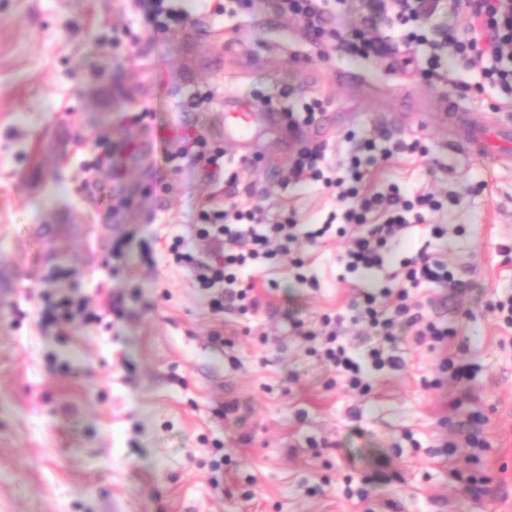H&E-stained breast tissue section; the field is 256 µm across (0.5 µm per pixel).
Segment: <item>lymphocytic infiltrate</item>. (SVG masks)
<instances>
[{
  "label": "lymphocytic infiltrate",
  "instance_id": "f902f5d3",
  "mask_svg": "<svg viewBox=\"0 0 512 512\" xmlns=\"http://www.w3.org/2000/svg\"><path fill=\"white\" fill-rule=\"evenodd\" d=\"M327 0H273L274 11L295 20L304 36L314 40L336 39L338 32L331 27L325 9ZM382 8L391 10L408 30L400 43L404 47L423 42L432 10L431 0H381ZM457 15L463 16V33L445 32L438 47L447 49L449 58L466 68L480 71L503 94L504 101H512V0H454ZM390 151H377L372 140L363 141L349 153L342 169L322 166L320 149L301 148L289 168L287 181L293 185L323 183L332 189L344 207V224L339 234L348 235L349 244L343 254L349 273L359 274L380 268L388 245L403 246L411 226L409 216L422 209L438 212L443 204L433 194L408 195L399 185H390L385 191L367 193L363 190L365 176L379 158H390ZM165 164L177 166L184 161H197L209 169H223L224 149L211 145L197 133L181 137L175 148L162 153ZM330 224L302 228L294 216L271 219L264 207L220 206L206 202L198 212L196 234L207 240L214 260L202 263L186 245L177 239L169 251V261L193 273V285L202 291L215 292L214 309H222L225 300L238 299L240 311H254L260 300L251 287L239 282L241 268L255 263L261 271H270L281 259H288L294 272H302L306 260L296 251L299 241L317 243L330 231ZM401 286L383 289L381 294L362 293L356 302L357 320L371 329L385 334L397 323L404 322L414 330V342L440 343L453 337L447 325L425 319L421 302L413 294L420 283L449 285L454 273L447 263L430 258L425 250L409 251L400 261ZM341 318L323 316L321 328L303 332L310 341L311 354L319 356L336 370L338 378L358 393L369 392L368 369L400 368L398 357L383 349H370L365 357L351 354L340 343Z\"/></svg>",
  "mask_w": 512,
  "mask_h": 512
}]
</instances>
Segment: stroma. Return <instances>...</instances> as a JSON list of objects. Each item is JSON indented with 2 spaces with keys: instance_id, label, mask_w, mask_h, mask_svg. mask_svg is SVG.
Segmentation results:
<instances>
[{
  "instance_id": "1",
  "label": "stroma",
  "mask_w": 512,
  "mask_h": 512,
  "mask_svg": "<svg viewBox=\"0 0 512 512\" xmlns=\"http://www.w3.org/2000/svg\"><path fill=\"white\" fill-rule=\"evenodd\" d=\"M177 4L188 19L160 39L146 0H0V512H362L345 490L366 478L374 512H512V329L487 309L512 295V162L465 151L438 98L503 119L512 106L453 60L442 78L423 76L425 47L398 49L379 0H329L340 36L323 45L270 0L233 16L224 0ZM370 25L396 52L349 54ZM228 83L261 115L310 97L324 111L293 135L258 125L242 148L224 135ZM196 96L205 102L190 108ZM175 124L223 147L226 177L164 168L157 147L126 151L140 131ZM351 132L383 147L416 144L370 167L364 189L396 183L443 201L412 224L409 242L462 282L418 290L425 317L454 338L418 346L398 324L389 349L402 366L371 372L365 395L309 355L296 330L335 314L355 354L378 344L353 323L350 302L397 287L400 250L356 276L340 260L346 239L332 236L307 250L315 288L285 268L270 278L243 270L261 301L247 314L213 310L187 270L164 262L178 236L212 262L195 241L211 196L326 222L339 209L330 191L280 181L304 146L341 162ZM118 194L129 205L116 213ZM431 224L447 235L431 238ZM60 296L87 301L91 319L45 318L47 299ZM110 298L118 312L105 310ZM451 356L476 365L474 378L440 379ZM475 412L490 478L479 496L451 478L467 449L446 452ZM224 455L218 491L210 465Z\"/></svg>"
}]
</instances>
